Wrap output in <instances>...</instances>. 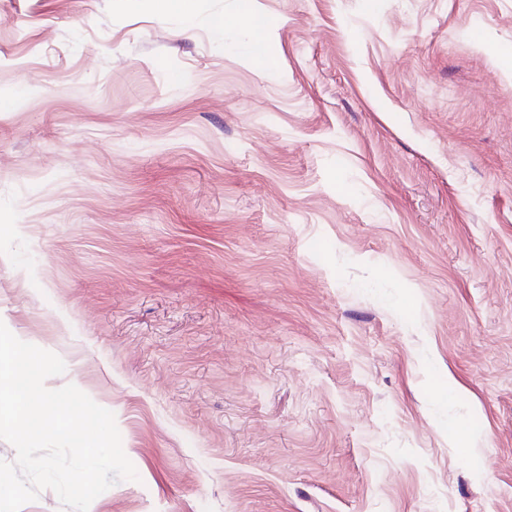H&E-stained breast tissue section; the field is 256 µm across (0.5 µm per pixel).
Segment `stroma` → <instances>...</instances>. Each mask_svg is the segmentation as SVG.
<instances>
[{
    "label": "stroma",
    "mask_w": 512,
    "mask_h": 512,
    "mask_svg": "<svg viewBox=\"0 0 512 512\" xmlns=\"http://www.w3.org/2000/svg\"><path fill=\"white\" fill-rule=\"evenodd\" d=\"M493 46L512 0H0V322L115 416L92 512H512Z\"/></svg>",
    "instance_id": "35a3bbf8"
}]
</instances>
